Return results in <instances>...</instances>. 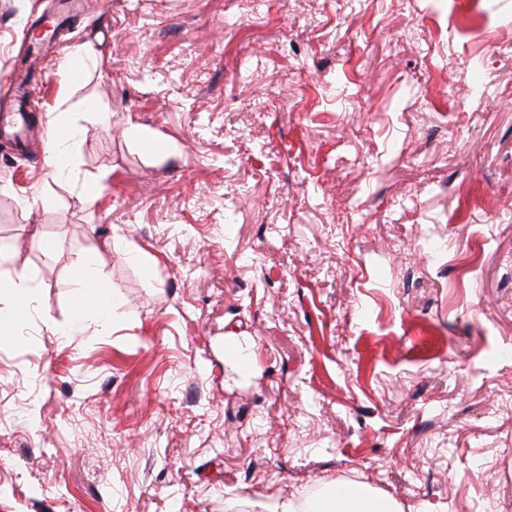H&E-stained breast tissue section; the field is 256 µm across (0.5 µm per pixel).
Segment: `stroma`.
I'll use <instances>...</instances> for the list:
<instances>
[{
    "label": "stroma",
    "mask_w": 512,
    "mask_h": 512,
    "mask_svg": "<svg viewBox=\"0 0 512 512\" xmlns=\"http://www.w3.org/2000/svg\"><path fill=\"white\" fill-rule=\"evenodd\" d=\"M63 10L0 127V512H512V0H0V108ZM97 274L92 260L88 259L80 266L78 272V286L82 288L85 294V305L87 309L95 311L101 317L109 316V307L107 302L102 298L96 286Z\"/></svg>",
    "instance_id": "obj_1"
}]
</instances>
